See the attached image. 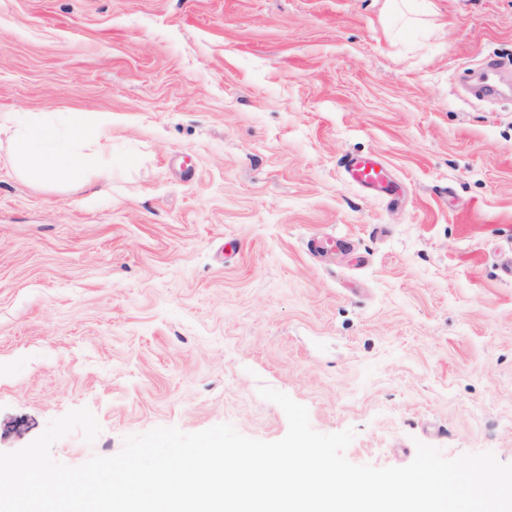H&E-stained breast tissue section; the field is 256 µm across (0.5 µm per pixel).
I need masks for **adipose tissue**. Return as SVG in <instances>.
Segmentation results:
<instances>
[{"label": "adipose tissue", "mask_w": 512, "mask_h": 512, "mask_svg": "<svg viewBox=\"0 0 512 512\" xmlns=\"http://www.w3.org/2000/svg\"><path fill=\"white\" fill-rule=\"evenodd\" d=\"M9 162L35 185L58 180L87 184L112 177V163L97 147L112 137L108 112H31L13 120Z\"/></svg>", "instance_id": "ef3b65f1"}]
</instances>
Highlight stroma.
Instances as JSON below:
<instances>
[{
    "instance_id": "obj_1",
    "label": "stroma",
    "mask_w": 512,
    "mask_h": 512,
    "mask_svg": "<svg viewBox=\"0 0 512 512\" xmlns=\"http://www.w3.org/2000/svg\"><path fill=\"white\" fill-rule=\"evenodd\" d=\"M414 2L0 0V113L112 115L100 194L31 185L0 133V452L84 407L69 466L157 427L276 441L264 385L354 464H512V92L463 86L512 74V0ZM347 178L354 184L383 194H391L394 190L385 181L381 165L368 157L349 156L343 163Z\"/></svg>"
}]
</instances>
